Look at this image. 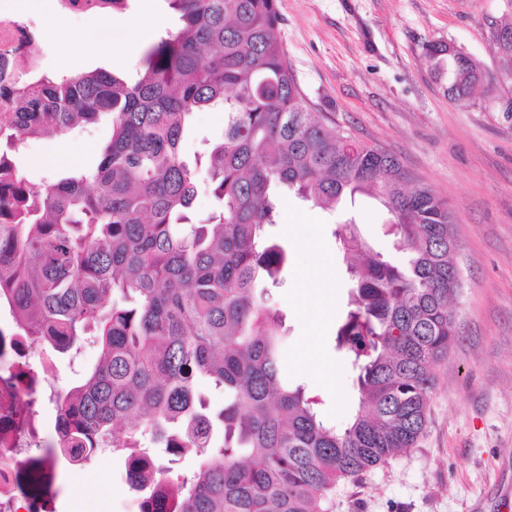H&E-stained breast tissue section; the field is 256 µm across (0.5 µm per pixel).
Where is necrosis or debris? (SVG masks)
<instances>
[{"label":"necrosis or debris","mask_w":512,"mask_h":512,"mask_svg":"<svg viewBox=\"0 0 512 512\" xmlns=\"http://www.w3.org/2000/svg\"><path fill=\"white\" fill-rule=\"evenodd\" d=\"M30 359L21 337L0 333V512H51L49 501L28 496L14 477L22 459L47 439L40 399L58 396L56 372L34 367Z\"/></svg>","instance_id":"1"}]
</instances>
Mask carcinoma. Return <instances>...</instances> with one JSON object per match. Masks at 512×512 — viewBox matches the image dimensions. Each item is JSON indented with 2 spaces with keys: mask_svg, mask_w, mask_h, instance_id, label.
<instances>
[{
  "mask_svg": "<svg viewBox=\"0 0 512 512\" xmlns=\"http://www.w3.org/2000/svg\"><path fill=\"white\" fill-rule=\"evenodd\" d=\"M181 26L147 45L137 78L98 67L50 76L0 49V306L23 336L59 355L83 343L98 363L64 391L59 441L27 461L34 495H53L58 457L112 449L143 512H324L342 479L415 447L430 369L457 335L461 288L450 204L394 155L319 120L288 62L276 0H168ZM496 44L512 72V23ZM449 100L465 105L484 74L461 48L423 46ZM224 107L223 141L207 156L221 211L188 217L196 168L180 143L187 118ZM107 116L112 136L90 170L29 182L12 153ZM334 211L365 194L391 215L406 261L367 248L354 223L334 231L352 282L336 349L351 360L358 407L324 425L316 397L280 376L282 318L268 288L288 267L265 228L282 188ZM224 391L213 408L198 393ZM199 458L191 475L175 465Z\"/></svg>",
  "mask_w": 512,
  "mask_h": 512,
  "instance_id": "1",
  "label": "carcinoma"
}]
</instances>
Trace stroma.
Instances as JSON below:
<instances>
[{
  "label": "stroma",
  "instance_id": "obj_1",
  "mask_svg": "<svg viewBox=\"0 0 512 512\" xmlns=\"http://www.w3.org/2000/svg\"><path fill=\"white\" fill-rule=\"evenodd\" d=\"M280 34L313 112L325 114L355 139L397 156L414 177L447 200L455 216V263L462 288L453 300L458 334L447 357L432 369L428 420L416 446L338 481L327 512H499L501 492L512 489V112L501 111L507 90L499 78L491 31L512 20V0H277ZM33 30L39 67L48 74L105 68L129 78L140 53L89 56L88 43L119 40L126 26H144L148 41L176 30L166 0H127L104 29L103 14L65 12L59 0H0ZM67 18V37L47 35L54 16ZM443 40L477 59L485 80L471 104L445 96L423 56ZM111 136L109 118L77 127L64 140L30 139L20 163L32 181L52 173L87 170ZM224 138V110L193 113L181 142L188 163L204 161ZM354 220L373 251L394 254L387 210L374 198L327 213L291 192L281 195V220L270 235L288 252L271 307L286 330L282 378L317 396L324 421L344 428L358 395L353 375L334 348L336 322L346 301L345 265L333 231ZM299 225V233L288 230ZM317 337L312 365L301 356ZM94 506L134 512L122 456L104 451L89 464Z\"/></svg>",
  "mask_w": 512,
  "mask_h": 512
}]
</instances>
